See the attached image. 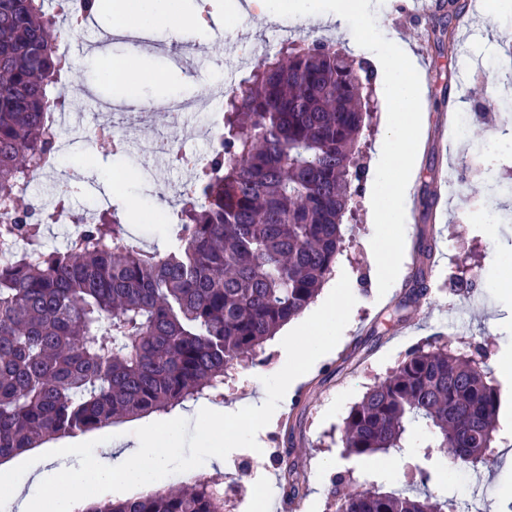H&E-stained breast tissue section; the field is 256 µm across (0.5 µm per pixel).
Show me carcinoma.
<instances>
[{
  "label": "carcinoma",
  "mask_w": 512,
  "mask_h": 512,
  "mask_svg": "<svg viewBox=\"0 0 512 512\" xmlns=\"http://www.w3.org/2000/svg\"><path fill=\"white\" fill-rule=\"evenodd\" d=\"M49 0H0V199L13 200L0 264V463L53 438L84 435L163 411L210 390L301 315L331 276L345 241L357 140L371 119L367 61L309 35L256 63L225 98L219 150L197 169L172 248L132 241L111 211L80 224L62 249L41 229L67 193L38 214L16 185L35 159L53 165L46 124L64 107L70 67L55 44ZM403 305L423 294V268ZM499 394L472 357L417 347L344 419L348 453L402 448L423 421L431 446L479 472L493 456ZM82 512H224L217 484L95 502ZM338 512H454L448 499L363 491Z\"/></svg>",
  "instance_id": "obj_1"
}]
</instances>
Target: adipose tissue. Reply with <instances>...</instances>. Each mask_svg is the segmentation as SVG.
<instances>
[{
	"mask_svg": "<svg viewBox=\"0 0 512 512\" xmlns=\"http://www.w3.org/2000/svg\"><path fill=\"white\" fill-rule=\"evenodd\" d=\"M113 12L125 24L143 29L162 27L173 35L193 32L195 23L184 0H114ZM382 59L388 70L385 92L396 107L389 132L382 145V160L377 169L374 224L382 255L381 287H391L398 276L396 262L400 241L389 235L391 224L407 222L415 170V144L420 131V117L414 107L422 96L421 84L407 74L412 56L400 45H381ZM351 290L329 287L320 302L295 330H283L279 344L284 367L275 389L287 394L313 367L335 347L344 329V313L351 304ZM200 429L203 448L210 458L223 462L226 449L258 446L255 431L241 425L232 409L207 401L190 411L160 420L143 419L131 446L121 438L102 434L92 439L68 442L66 452L78 460L77 468L57 476L52 492L44 497L27 491V483H38L37 459H30L24 469L0 471V512H77L94 502L95 492L123 495L136 487L155 484L168 462L178 453L187 427Z\"/></svg>",
	"mask_w": 512,
	"mask_h": 512,
	"instance_id": "1",
	"label": "adipose tissue"
}]
</instances>
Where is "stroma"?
<instances>
[{"label": "stroma", "instance_id": "1", "mask_svg": "<svg viewBox=\"0 0 512 512\" xmlns=\"http://www.w3.org/2000/svg\"><path fill=\"white\" fill-rule=\"evenodd\" d=\"M370 18V41L350 47L328 22L310 23L296 5L280 10L268 21L245 11L225 14V0H193L192 8L204 18L209 36L208 53L234 68L245 47L276 40L282 18L297 21L290 39L313 35L340 48H351L355 57L366 59L376 74L378 110L365 130L360 149L367 176L355 197L353 219L347 220L346 243L335 269L353 289L356 300L343 339L331 354L311 369L286 396L269 394L275 418L257 408L261 386L257 373L275 379L283 368V354L276 340H268L254 360L235 363L224 378L221 404H234L245 425L255 428L261 442L257 448H237L226 454L223 467L210 464L198 445L194 431H186L180 455L172 459L157 489L175 488L187 478L218 479L224 494V512H255V494L263 492L269 503L289 497L280 449H291V464L300 475L297 501L301 512H336V492L365 489L385 493L415 488V468L428 464L434 477L428 488L452 500L456 512H512V504L498 493V478L512 470V424H498L494 442L498 455L487 472L476 473L450 467L447 454L431 447V436L414 425L407 448L400 454L370 456L347 454L342 446L343 422L369 387L384 378L416 347L448 346L461 354L483 350L488 382L500 395H512V381L498 372L500 356L512 349V300L504 298L502 277L512 271V196L502 187L512 175V90L507 89L502 65V45L512 41V12L490 8L487 0H468L465 14L447 19L435 8L437 0H376ZM111 14L95 15L90 29L76 34L77 42L89 45L86 62L65 76L67 86H79L83 97L70 101L76 113L97 122L121 126L122 153L101 152L89 139L72 142L68 155L93 159L89 169L72 164L65 170L74 176L77 188L67 207L78 211L88 196L106 199L115 207L133 238L141 245L157 246L165 232L162 225L142 223L137 202L142 198L164 199L166 186L179 182L184 173L171 166L158 169L154 155L138 147L141 134L132 124L128 108L153 105L182 95L197 100L210 96L206 65L186 68L176 61L174 38L163 30L147 32L142 50L156 74L155 80L113 83L102 71L113 60L126 57L131 45L114 41L97 45L101 32L110 30ZM401 40L417 61V78L423 87L419 165L411 189L412 207L405 227L400 275L389 288L379 286L381 255L373 240L371 193L379 148L387 133L392 105L386 100V75L371 41ZM494 89L499 108L483 112L484 92ZM466 112L470 120L457 130L453 116ZM500 141L496 151H483L487 140ZM133 173L124 193H107L103 176ZM498 212L502 224L488 231L489 212ZM431 242L434 253L427 265V289L409 305L402 319L391 312L405 299L411 269L422 263L420 242ZM396 463V480H387L379 470L385 462Z\"/></svg>", "mask_w": 512, "mask_h": 512}]
</instances>
